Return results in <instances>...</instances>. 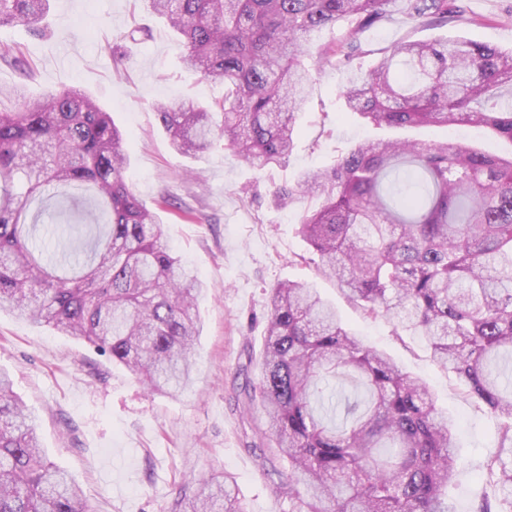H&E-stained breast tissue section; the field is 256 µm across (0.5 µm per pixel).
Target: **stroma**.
Masks as SVG:
<instances>
[{
  "mask_svg": "<svg viewBox=\"0 0 512 512\" xmlns=\"http://www.w3.org/2000/svg\"><path fill=\"white\" fill-rule=\"evenodd\" d=\"M461 3L464 24L418 27L400 16L365 32L355 66L371 67L380 49L406 38L462 36L512 48V0ZM43 25L41 36L23 26L0 28V43L20 46L32 69L27 76L0 61V111L72 85L91 94L128 136L126 180L156 212L163 243L208 284L194 385L173 397L149 393L85 339L0 311V370L35 416L47 461L68 473L93 512H168L182 484L212 473L233 476L249 512H288L287 499L273 492L275 473L263 472L253 449L264 416L236 402L238 387L260 377L267 292L288 280L317 288L344 323L427 383L455 423L461 465L448 488L455 512H472L485 498L501 505V491L481 474L496 451L499 420L433 361L421 338L396 335L391 321L363 315L337 282L306 263L310 249L297 232L302 205L279 208L272 200L276 188L360 143L446 142L449 129L364 124L343 104L348 72L330 66L314 76L309 108L297 120V147L282 166L258 171L220 140L185 157L172 149L152 104L185 96L210 102L223 97L224 84L183 67L172 30L146 0H51ZM138 25L147 34L135 33ZM164 196L171 208H160ZM184 209L195 221L183 220Z\"/></svg>",
  "mask_w": 512,
  "mask_h": 512,
  "instance_id": "obj_1",
  "label": "stroma"
}]
</instances>
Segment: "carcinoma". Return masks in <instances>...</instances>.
I'll return each mask as SVG.
<instances>
[{
    "mask_svg": "<svg viewBox=\"0 0 512 512\" xmlns=\"http://www.w3.org/2000/svg\"><path fill=\"white\" fill-rule=\"evenodd\" d=\"M50 0H0V26L32 28ZM178 36L185 68L224 81V99L153 105L179 153L217 139L259 171L295 147L313 81L308 60L347 67L362 33L396 0H149ZM417 26L466 20L458 0H403ZM341 27L314 46L311 35ZM347 111L380 126L472 125L512 143V49L471 39L401 40L342 88ZM124 133L78 86L0 112V310L104 349L153 393L192 386L203 279L161 241L154 212L129 187ZM91 192L77 210L83 257H44L32 200ZM298 233L321 272L371 317L423 339L433 360L492 414L509 420L484 477L512 492V156L460 141L359 144L336 164L274 192L306 197ZM348 377L368 398L325 406ZM245 410H262L271 457L288 458L275 490L288 512H453L460 466L453 423L426 384L366 344L316 289L269 290L261 376ZM226 474L181 487L171 512H246ZM0 512H90L80 489L41 454L34 419L0 374Z\"/></svg>",
    "mask_w": 512,
    "mask_h": 512,
    "instance_id": "1",
    "label": "carcinoma"
}]
</instances>
